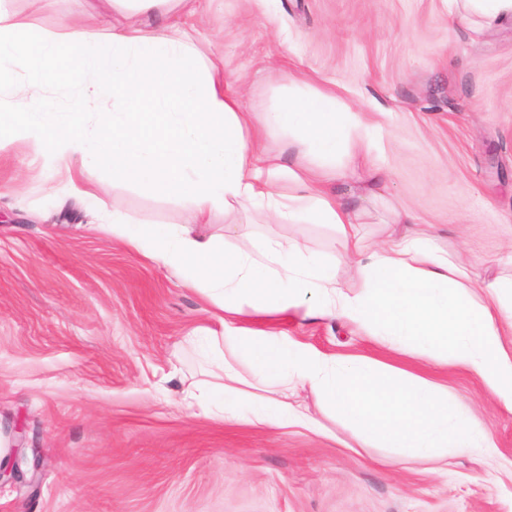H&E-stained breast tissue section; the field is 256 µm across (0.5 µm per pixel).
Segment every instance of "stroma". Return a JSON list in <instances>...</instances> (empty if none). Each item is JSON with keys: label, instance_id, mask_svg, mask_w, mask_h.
Returning a JSON list of instances; mask_svg holds the SVG:
<instances>
[{"label": "stroma", "instance_id": "stroma-1", "mask_svg": "<svg viewBox=\"0 0 512 512\" xmlns=\"http://www.w3.org/2000/svg\"><path fill=\"white\" fill-rule=\"evenodd\" d=\"M40 28L103 0H10ZM193 36L263 111L270 73L295 69L374 115L373 160L388 176L359 230L372 243L401 203L463 255L470 278L512 277V29L481 38L443 0H207ZM34 147L0 144V461L37 451L38 490L0 484V512H512V415L471 373L369 343L341 321L253 317L251 327L336 354H364L447 388L497 443L448 462L405 458L360 440L299 389L320 432L228 422L183 398L204 366L187 336L219 329L211 303L161 264L89 224L80 199L47 193ZM104 216L186 224L175 198L102 175ZM294 240L333 250L319 224L259 212L195 226L220 236Z\"/></svg>", "mask_w": 512, "mask_h": 512}]
</instances>
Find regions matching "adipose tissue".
<instances>
[{
  "label": "adipose tissue",
  "mask_w": 512,
  "mask_h": 512,
  "mask_svg": "<svg viewBox=\"0 0 512 512\" xmlns=\"http://www.w3.org/2000/svg\"><path fill=\"white\" fill-rule=\"evenodd\" d=\"M168 1L111 0L123 20L106 32L95 13L48 31L0 7V135L45 147L65 190L89 203L97 201L93 178L106 171L189 209L188 226L113 217L112 235L219 311L205 353L209 379L194 396L199 406L227 420L314 428L317 420L291 401L302 386L381 447L433 461L470 448L495 452L490 433L441 385L366 355L329 353L250 327L257 314L342 320L398 353L469 371L512 414V279L473 283L460 259L435 247L432 225L404 206L393 208L390 221L405 232L371 246L358 231L362 210L330 189L343 169L360 185L384 177L369 161V114L294 72L280 73L265 112H248L191 35L205 0H172L173 20L141 26L143 11ZM449 6L451 21L477 33L512 27V0ZM270 135L287 139L290 164L262 154ZM252 210L280 224L329 225L336 250L322 256L297 241L205 238L191 229L218 213ZM345 267L354 275L349 287L340 279ZM244 357L262 394L246 389Z\"/></svg>",
  "instance_id": "obj_1"
}]
</instances>
